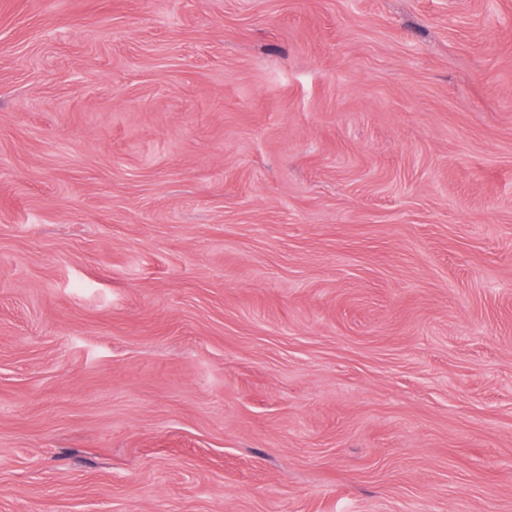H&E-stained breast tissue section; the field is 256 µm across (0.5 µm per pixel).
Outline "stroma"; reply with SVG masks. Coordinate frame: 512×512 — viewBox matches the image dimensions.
I'll list each match as a JSON object with an SVG mask.
<instances>
[{
	"instance_id": "35a3bbf8",
	"label": "stroma",
	"mask_w": 512,
	"mask_h": 512,
	"mask_svg": "<svg viewBox=\"0 0 512 512\" xmlns=\"http://www.w3.org/2000/svg\"><path fill=\"white\" fill-rule=\"evenodd\" d=\"M0 512H512V0H0Z\"/></svg>"
}]
</instances>
